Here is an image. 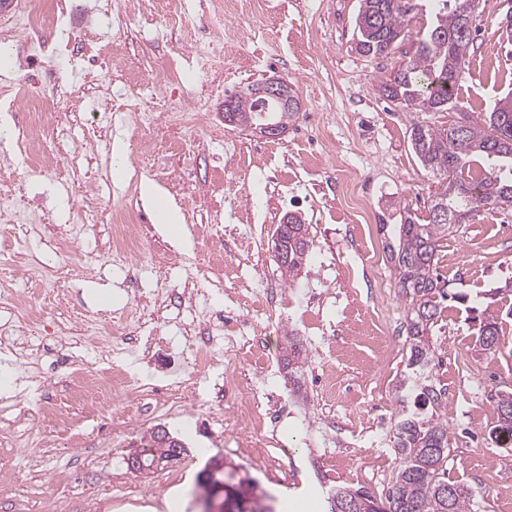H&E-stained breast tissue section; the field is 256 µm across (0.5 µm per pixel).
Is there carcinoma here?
Listing matches in <instances>:
<instances>
[{
	"mask_svg": "<svg viewBox=\"0 0 512 512\" xmlns=\"http://www.w3.org/2000/svg\"><path fill=\"white\" fill-rule=\"evenodd\" d=\"M425 0H360L355 20L354 50L363 57H381L399 48L409 37L410 16ZM430 25L417 32L414 54L380 83L382 95L397 105L421 112H447L453 108L454 89L474 48L471 17L464 14V0H436ZM235 127L256 124V99L245 89L231 97ZM512 95L481 122L464 112L446 128L413 124L411 147L424 170L438 177L426 224L407 217L401 224H384L388 258L406 299L409 347L405 371L397 385L404 409L395 424L393 450L397 466L380 494L362 487L338 486L334 499L325 500L324 512H471L470 489L448 482L450 444L448 423L441 409L445 390L432 379L433 351L429 330L446 299L436 273L439 242L448 230L471 214L488 208L512 209ZM489 162L478 181L465 170ZM292 224L279 237L275 261L281 274L294 280L309 253L307 227L290 215ZM481 350L493 356L498 350L497 322L488 320L478 329ZM497 413L495 441L512 442V389L493 395ZM229 508L240 507L233 496L234 472L221 475Z\"/></svg>",
	"mask_w": 512,
	"mask_h": 512,
	"instance_id": "obj_1",
	"label": "carcinoma"
}]
</instances>
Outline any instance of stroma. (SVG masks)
<instances>
[{"mask_svg": "<svg viewBox=\"0 0 512 512\" xmlns=\"http://www.w3.org/2000/svg\"><path fill=\"white\" fill-rule=\"evenodd\" d=\"M223 0H66V25L40 40L11 41V62L0 68V87L24 82L26 60L36 58L40 82L84 83V101L51 132L66 153L64 168L15 170L14 184L42 196L40 211L18 210L0 222V332L29 321L34 339L53 348L69 338L79 348L77 367L103 365L110 345L129 347L126 367L147 393L145 411L125 426L97 425L84 406L67 397L74 368L51 367L49 358L0 353V512H201L192 494L198 473L215 456L238 468L237 499L248 504L267 492L275 512H321L337 486L381 492L396 466L394 423L401 411L396 385L407 362L406 301L391 272L379 227L406 215L427 222L437 183L411 148L414 123L447 126L454 114L402 109L384 98L380 81L412 51L369 59L353 49L360 0H240L236 24L244 40L225 42L214 26ZM512 0H480L473 15L475 50L455 90L460 111L481 120L512 91V40L500 25ZM190 15L191 26L180 18ZM112 43V112L99 120L98 88L84 80L81 58L42 52L71 37ZM212 67L190 72L197 48ZM277 76L296 88L301 109L279 140L225 124L226 95ZM183 100L207 113L204 128L165 122L143 130L140 105L163 111ZM123 165L126 176L112 170ZM156 186L179 209L185 231L177 239L156 223L144 185ZM144 215L146 249L136 266H101L114 218ZM308 227V259L295 280L281 276L272 235L285 215ZM437 272L449 294L431 329L433 373L447 390L442 410L451 453L448 479L470 488L475 512H512V469L501 468L502 449L485 415L492 393L512 383V212L479 211L455 225L438 249ZM112 300L99 304L100 289ZM199 289V306H227L238 291L267 292L281 320L263 348L281 358L287 337H297L307 362L288 371L266 393L303 401L281 429L288 456L276 472L261 458L238 453L241 426L232 394L221 385L231 372L239 390L257 382L253 365L235 355L196 365L190 344L200 333L193 309L180 305L184 290ZM466 302H457V295ZM494 317L499 350L479 349L477 328ZM162 330L150 356L134 340L140 327ZM45 375L46 397L62 402L82 438L68 447L66 424L27 413L26 390ZM180 379L201 394L176 415L149 413L160 381ZM186 443L180 463L151 470L140 480L152 507L130 499L121 484L126 458L155 425ZM345 449L320 461L319 428ZM68 479L59 480L55 466Z\"/></svg>", "mask_w": 512, "mask_h": 512, "instance_id": "1", "label": "stroma"}]
</instances>
